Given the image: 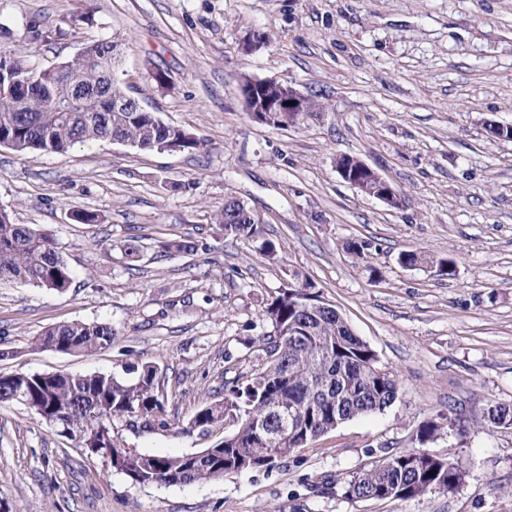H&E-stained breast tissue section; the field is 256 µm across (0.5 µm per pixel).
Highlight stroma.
<instances>
[{"mask_svg":"<svg viewBox=\"0 0 512 512\" xmlns=\"http://www.w3.org/2000/svg\"><path fill=\"white\" fill-rule=\"evenodd\" d=\"M34 18L48 39L29 40ZM255 31L269 40L245 51ZM115 37L124 89L204 148L0 146V209L53 238L74 275L62 293L0 285V375L157 364L169 429L117 418L114 438L149 454L202 451L231 426L202 437L183 425L264 364L266 304L300 271L396 376L398 397L274 467L182 485L133 484L24 405L2 403L0 499L12 512H512V429L485 420L512 402V140L486 129L512 123V0H0V52L40 67ZM159 70L166 86L152 79ZM246 77L327 107L290 128L258 124L240 95ZM340 155L377 171L403 205L358 193L336 170ZM231 198L253 213L258 238L225 237L216 217ZM81 210L100 222L76 223ZM179 237L208 249L158 246ZM133 238L134 263L123 251ZM350 240L367 244L365 262L347 253ZM409 250L454 259V275L401 266ZM71 321L110 323L117 338L86 355L36 346ZM441 418L426 449L463 467L457 491L344 497L343 480L416 448L419 426Z\"/></svg>","mask_w":512,"mask_h":512,"instance_id":"obj_1","label":"stroma"}]
</instances>
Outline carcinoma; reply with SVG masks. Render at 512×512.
<instances>
[{
  "label": "carcinoma",
  "instance_id": "cac0c4a2",
  "mask_svg": "<svg viewBox=\"0 0 512 512\" xmlns=\"http://www.w3.org/2000/svg\"><path fill=\"white\" fill-rule=\"evenodd\" d=\"M118 41H105L60 64L66 75L41 73L13 57L0 67V142L19 153L33 150L63 153L77 143L122 139L140 151H157L175 144L182 151L201 149L203 142L182 127L156 115L140 112H64L58 118L45 111L52 101L65 102L73 94L72 77L101 83V65L113 67ZM21 82L33 83L23 100L12 91ZM224 235L252 239L259 225L231 200L218 215ZM207 246L192 239H174L164 251L194 254ZM298 289L285 287L271 299L266 315L274 335L266 337L267 361L248 380L224 383V397L200 407L190 428L209 431L233 419L234 430L215 445L193 454L152 455L117 445L112 420L143 421V427H169L164 411L163 372L156 365L129 366L125 375L72 376L57 372L0 376V403L26 394L24 406L53 423L90 455L109 457L113 469L134 484H188L219 479L248 468L271 467L294 451L306 448L338 425L384 410L395 401L398 384L388 372H376L371 347L353 334L340 314L323 308L317 284L294 273ZM22 281L62 292L72 278L53 240L27 224H16L9 213L0 216V283ZM116 337L109 323L70 322L46 329L35 344L69 355L88 354L112 347ZM291 414L288 436L276 434L280 418ZM491 425L512 427V403L495 405ZM441 424L419 427L416 439L424 445L438 435ZM434 475H429V472ZM464 472L448 458L424 449L391 454L376 465L352 475L344 496L362 500H408L438 489L452 493Z\"/></svg>",
  "mask_w": 512,
  "mask_h": 512
}]
</instances>
